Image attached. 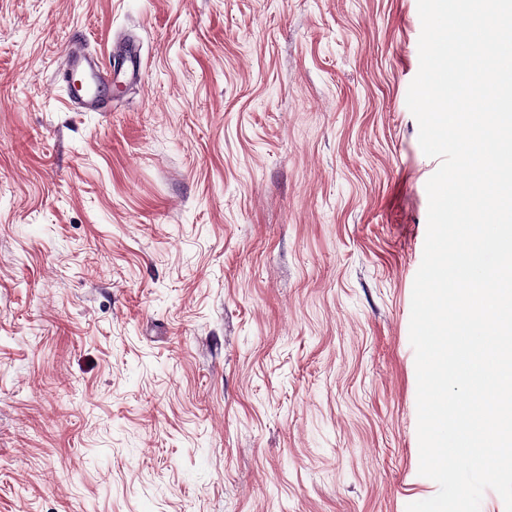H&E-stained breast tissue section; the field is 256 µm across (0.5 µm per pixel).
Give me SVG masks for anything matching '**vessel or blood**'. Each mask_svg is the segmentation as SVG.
Wrapping results in <instances>:
<instances>
[{"label": "vessel or blood", "mask_w": 512, "mask_h": 512, "mask_svg": "<svg viewBox=\"0 0 512 512\" xmlns=\"http://www.w3.org/2000/svg\"><path fill=\"white\" fill-rule=\"evenodd\" d=\"M130 67L129 82L142 80L140 53L133 37L116 41L108 56L93 52L83 40L69 41L60 56L56 78L67 89V103L79 112H106L110 106L102 91L118 81L123 67Z\"/></svg>", "instance_id": "obj_1"}]
</instances>
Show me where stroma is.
I'll return each mask as SVG.
<instances>
[{"label":"stroma","instance_id":"obj_1","mask_svg":"<svg viewBox=\"0 0 512 512\" xmlns=\"http://www.w3.org/2000/svg\"><path fill=\"white\" fill-rule=\"evenodd\" d=\"M418 0H0V512H406ZM143 79L74 112L75 36Z\"/></svg>","mask_w":512,"mask_h":512}]
</instances>
